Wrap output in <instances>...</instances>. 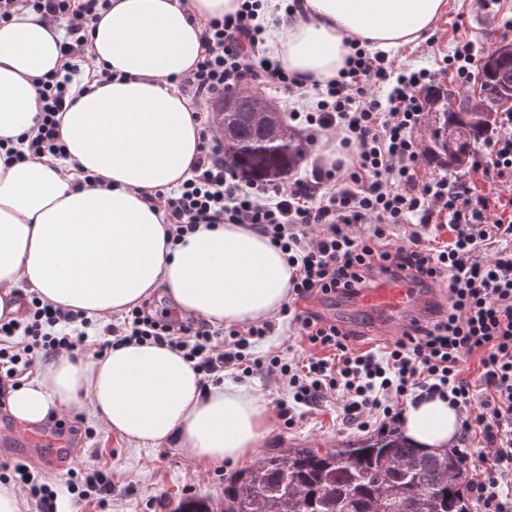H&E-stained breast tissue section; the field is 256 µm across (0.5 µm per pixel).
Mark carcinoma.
<instances>
[{
    "mask_svg": "<svg viewBox=\"0 0 512 512\" xmlns=\"http://www.w3.org/2000/svg\"><path fill=\"white\" fill-rule=\"evenodd\" d=\"M455 98L436 91L442 117L434 130L433 155L455 173L471 162L475 145L496 130L497 114L512 110V58L487 52L476 87ZM224 163L241 177L284 179L305 145L282 134L283 125H261L249 109L226 112ZM466 460L456 450L426 451L398 431L344 448H287L240 470L224 485L229 512H470L462 478Z\"/></svg>",
    "mask_w": 512,
    "mask_h": 512,
    "instance_id": "obj_1",
    "label": "carcinoma"
}]
</instances>
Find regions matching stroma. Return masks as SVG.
<instances>
[{
    "label": "stroma",
    "mask_w": 512,
    "mask_h": 512,
    "mask_svg": "<svg viewBox=\"0 0 512 512\" xmlns=\"http://www.w3.org/2000/svg\"><path fill=\"white\" fill-rule=\"evenodd\" d=\"M472 40L476 48L496 47L512 43V33H505L499 18L482 13L475 0H448V10L418 43L408 44L394 50L397 62L417 68H426L435 76L434 87L460 91L461 86L451 72L442 71V60L449 55L456 40ZM435 128L433 112H424L421 125L415 132L421 153V172L429 178L454 177L458 182H473L477 190L488 191L489 182L473 178L470 169H462L451 175L430 159L433 147L432 132ZM310 311L331 317L338 325L358 331L355 345L360 349H378L388 345L383 336L362 335V327L371 323L370 312L356 308L352 298L334 301L313 299L305 304ZM293 426H285L280 418H273L272 430L264 440L257 456H265L272 450L306 446L309 448H339L349 443H358L377 438L381 429L372 425L365 430L347 424L343 419V404L334 396H327L315 406H295ZM63 419L77 429H91L90 438L82 448L63 464L52 461L47 451L32 452L17 448L0 453L1 462L21 460L35 470L46 473L49 481L63 491L73 474L93 469L110 471L112 492L107 507H99L91 501H80L63 496L61 512H175L178 502L184 497L208 499L215 512L224 506V481L236 469L245 468V461L236 466H225L204 473L196 472L194 463L183 456L176 445H160L153 449H142L125 442L115 434L107 432L90 408L63 412Z\"/></svg>",
    "instance_id": "stroma-1"
}]
</instances>
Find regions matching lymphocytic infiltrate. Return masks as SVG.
Masks as SVG:
<instances>
[{
    "label": "lymphocytic infiltrate",
    "mask_w": 512,
    "mask_h": 512,
    "mask_svg": "<svg viewBox=\"0 0 512 512\" xmlns=\"http://www.w3.org/2000/svg\"><path fill=\"white\" fill-rule=\"evenodd\" d=\"M109 7L110 0H0L4 22L22 11L67 22L60 46L64 64L34 77L39 116L19 145L5 144L6 153L19 160L63 155L56 116L89 57L90 25ZM260 8V0H244L236 14L204 28L203 55L178 80L199 111H210L214 100L250 83L302 90L296 76L262 51ZM431 82L430 71H400L385 54L355 50L336 78L312 83L316 107L306 115L317 130L340 134L345 159L314 167L311 179L286 187L244 180L225 165L224 143L206 119L191 178L162 199L172 241L203 224H243L267 236L294 268L291 293L300 300L353 296L379 276L446 286L448 304L430 320L413 322L376 353L353 347L352 333L335 321L284 306L283 316L314 349L306 364L294 367L254 356V345L273 329L265 321L224 336L195 318L135 308L92 341L84 313L36 298L26 323L0 318V400L24 382L35 350L81 352L90 345L100 357L129 342L182 352L207 383H220L228 369L245 376L280 372L292 391L291 402L277 404L288 424L294 421L292 404L312 406L331 393L341 396L347 420L362 429L396 418L404 399L436 395L461 410L464 432L479 428L490 447L473 469L471 491L480 512H512V211H504L496 193L420 179L413 132ZM383 86L390 89L384 99L376 94ZM500 124L503 136L489 142L475 167L492 182L512 185V113H502ZM412 218L423 225L447 220L448 244L429 246L417 231L406 243H390V225ZM472 355L479 375L470 382L460 365ZM7 479L29 489L39 512H57L56 491L39 482L28 464H1L0 480Z\"/></svg>",
    "instance_id": "1"
}]
</instances>
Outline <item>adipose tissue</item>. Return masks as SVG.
Returning <instances> with one entry per match:
<instances>
[{"mask_svg": "<svg viewBox=\"0 0 512 512\" xmlns=\"http://www.w3.org/2000/svg\"><path fill=\"white\" fill-rule=\"evenodd\" d=\"M93 22L89 52L111 83L77 94L62 114L65 155L18 161L0 151V316L22 320L26 288L42 302L110 320L164 289L175 306L215 327L277 315L292 270L263 234L240 224L199 227L167 242L152 194L191 175L201 125L176 81L203 49L208 22L242 0H111ZM448 0H303L275 31L282 68L303 78L336 77L357 38L383 50L415 42ZM64 21L24 13L0 22V140L35 124L33 77L63 64ZM92 186L77 187L84 175ZM90 405L113 434L137 446L176 441L205 472L252 457L271 428L270 411L231 382L203 385L182 353L126 344L99 358L60 352L10 391L6 405L24 426ZM463 415L438 397L406 402L402 434L418 447H450Z\"/></svg>", "mask_w": 512, "mask_h": 512, "instance_id": "obj_1", "label": "adipose tissue"}]
</instances>
